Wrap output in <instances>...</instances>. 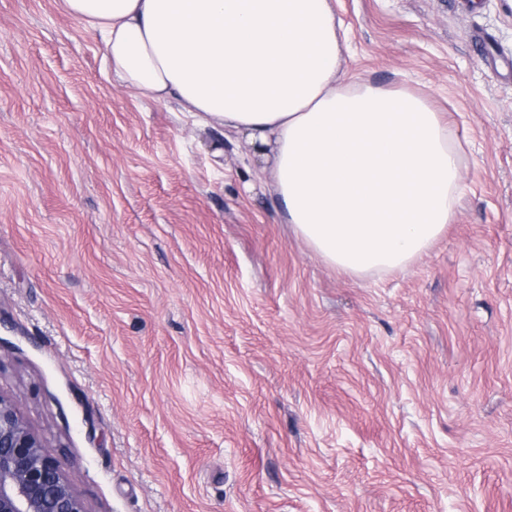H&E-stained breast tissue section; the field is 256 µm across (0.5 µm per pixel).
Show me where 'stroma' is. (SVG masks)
Wrapping results in <instances>:
<instances>
[{
  "label": "stroma",
  "instance_id": "stroma-1",
  "mask_svg": "<svg viewBox=\"0 0 512 512\" xmlns=\"http://www.w3.org/2000/svg\"><path fill=\"white\" fill-rule=\"evenodd\" d=\"M463 146L448 232L353 278L262 164L0 0V394L87 512H512V0H334Z\"/></svg>",
  "mask_w": 512,
  "mask_h": 512
}]
</instances>
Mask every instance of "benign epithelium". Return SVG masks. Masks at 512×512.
Instances as JSON below:
<instances>
[{"instance_id":"7a95c632","label":"benign epithelium","mask_w":512,"mask_h":512,"mask_svg":"<svg viewBox=\"0 0 512 512\" xmlns=\"http://www.w3.org/2000/svg\"><path fill=\"white\" fill-rule=\"evenodd\" d=\"M0 512H87L59 462L1 394Z\"/></svg>"}]
</instances>
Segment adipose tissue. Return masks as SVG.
Listing matches in <instances>:
<instances>
[{
  "mask_svg": "<svg viewBox=\"0 0 512 512\" xmlns=\"http://www.w3.org/2000/svg\"><path fill=\"white\" fill-rule=\"evenodd\" d=\"M110 70L194 125L242 135L287 223L352 277L410 266L453 224L459 146L408 89L340 76L330 0H64Z\"/></svg>",
  "mask_w": 512,
  "mask_h": 512,
  "instance_id": "ef3b65f1",
  "label": "adipose tissue"
}]
</instances>
